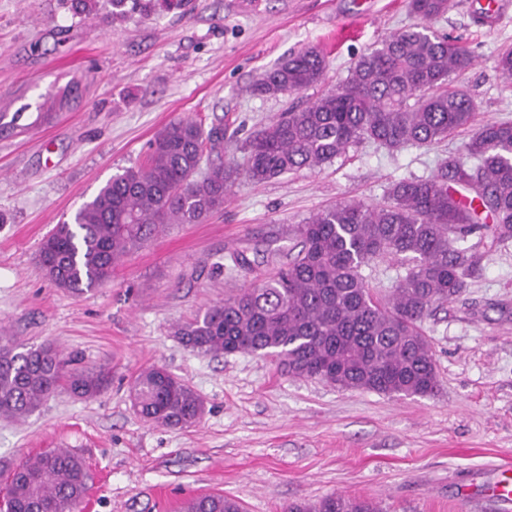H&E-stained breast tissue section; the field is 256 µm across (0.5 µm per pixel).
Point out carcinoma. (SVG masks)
Here are the masks:
<instances>
[{
    "label": "carcinoma",
    "mask_w": 512,
    "mask_h": 512,
    "mask_svg": "<svg viewBox=\"0 0 512 512\" xmlns=\"http://www.w3.org/2000/svg\"><path fill=\"white\" fill-rule=\"evenodd\" d=\"M112 19L149 17L178 0H109ZM76 17L97 13L95 0H66ZM449 0H408L421 20L383 40L350 68L347 79L306 106L279 113L242 146L244 163L224 162V125L179 119L149 144L146 162L118 172L41 244L48 281L75 292L112 279L125 257L174 224H197L224 207L240 175L261 183L333 161L356 143L390 149L428 147L471 130L463 152L441 160L430 179H403L388 201L345 200L296 227L299 250L274 273L256 278L193 320L176 336L206 353L269 355L294 377L385 395L430 396L439 387L423 322L460 296L477 256L454 246L470 236L491 244L512 237V123L474 127L478 104L453 75L472 62L460 39L439 35L433 20ZM322 51L288 54L249 87L258 96L299 93L318 85ZM497 71L512 83V49ZM376 258L409 259L389 295L367 287L362 267ZM109 383L104 366L65 368L48 346L0 341V417L19 419L58 387L91 398ZM131 398L151 424H195L204 403L183 380L153 365L133 380ZM81 458L63 448L18 465L6 487V512H78L87 492ZM193 512H241L222 494L195 499ZM288 512H379L366 500L329 495Z\"/></svg>",
    "instance_id": "cac0c4a2"
}]
</instances>
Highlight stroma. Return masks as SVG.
<instances>
[{
    "instance_id": "obj_1",
    "label": "stroma",
    "mask_w": 512,
    "mask_h": 512,
    "mask_svg": "<svg viewBox=\"0 0 512 512\" xmlns=\"http://www.w3.org/2000/svg\"><path fill=\"white\" fill-rule=\"evenodd\" d=\"M489 7L492 24L478 22ZM416 22L407 0H186L116 21L105 5L80 19L60 0H0V114L21 115L0 130V336L111 371L95 397L59 389L24 419L0 418V491L10 469L49 448L87 464L82 512H178L184 495L204 493L244 512L334 493L381 512H471L460 492L474 476L498 469L512 479V240L458 241L480 254V269L423 324L440 379L431 397L340 389L257 354L195 352L175 334L286 262L296 224L431 177L468 131L430 148L364 141L316 169L238 178L222 210L160 234L88 292L53 287L36 264L55 225L143 163L170 121L223 123L234 134L224 156L241 159L251 133L341 84L362 54ZM432 28L461 37L474 58L457 81L479 105L477 122H512V84L496 71L512 48V0H451ZM306 48L326 56L320 85L250 93L265 70ZM236 251L250 269L235 265ZM156 364L203 399L197 423L162 427L136 413L133 379Z\"/></svg>"
}]
</instances>
